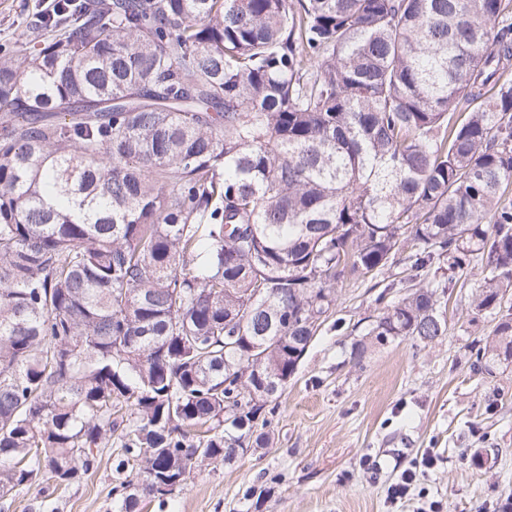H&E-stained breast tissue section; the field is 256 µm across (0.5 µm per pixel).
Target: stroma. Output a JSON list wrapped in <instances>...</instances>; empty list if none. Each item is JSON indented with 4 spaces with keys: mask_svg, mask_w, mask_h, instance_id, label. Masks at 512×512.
I'll return each mask as SVG.
<instances>
[{
    "mask_svg": "<svg viewBox=\"0 0 512 512\" xmlns=\"http://www.w3.org/2000/svg\"><path fill=\"white\" fill-rule=\"evenodd\" d=\"M412 273L395 263L347 278L336 308L268 413L275 442L231 463L206 461L166 500L143 497L137 512H512V364L478 374L469 349L499 316L471 318L480 262L441 299L447 334L424 347L398 339L349 360L378 314L379 294L400 298ZM119 446L101 449L84 478L16 492L9 512H115L112 466ZM436 465L398 503L390 487L428 454Z\"/></svg>",
    "mask_w": 512,
    "mask_h": 512,
    "instance_id": "stroma-1",
    "label": "stroma"
}]
</instances>
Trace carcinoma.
Listing matches in <instances>:
<instances>
[{"mask_svg":"<svg viewBox=\"0 0 512 512\" xmlns=\"http://www.w3.org/2000/svg\"><path fill=\"white\" fill-rule=\"evenodd\" d=\"M510 184L512 0H53L0 51V509L114 439L122 512L268 445L251 392L402 254L367 335H446L478 258L511 362Z\"/></svg>","mask_w":512,"mask_h":512,"instance_id":"cac0c4a2","label":"carcinoma"}]
</instances>
